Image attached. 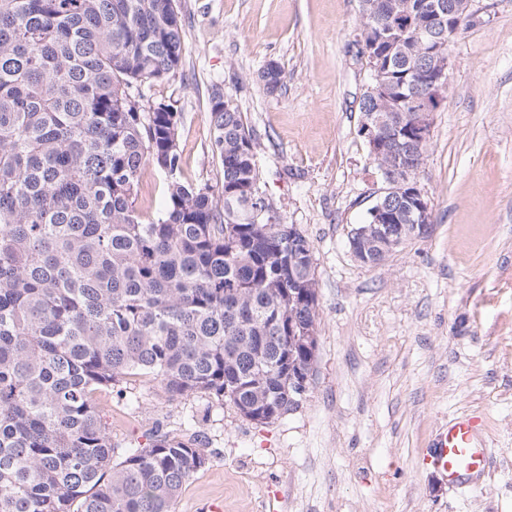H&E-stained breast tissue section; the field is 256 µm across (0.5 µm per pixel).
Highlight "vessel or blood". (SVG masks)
<instances>
[{
  "mask_svg": "<svg viewBox=\"0 0 512 512\" xmlns=\"http://www.w3.org/2000/svg\"><path fill=\"white\" fill-rule=\"evenodd\" d=\"M483 429L484 420L479 416L453 421L423 449V463L439 472L449 485L479 489L491 468V455L481 445Z\"/></svg>",
  "mask_w": 512,
  "mask_h": 512,
  "instance_id": "b4317fda",
  "label": "vessel or blood"
}]
</instances>
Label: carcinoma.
I'll use <instances>...</instances> for the list:
<instances>
[{"label": "carcinoma", "instance_id": "1", "mask_svg": "<svg viewBox=\"0 0 512 512\" xmlns=\"http://www.w3.org/2000/svg\"><path fill=\"white\" fill-rule=\"evenodd\" d=\"M355 46L378 45L390 92L363 95L388 150L410 151L411 33L421 0H374ZM185 35L177 0H0V512H171L203 468L204 449L154 436L118 448L97 394L136 379L171 400L204 394L269 424L288 413V380L312 369L290 340L314 326L310 242L280 217L254 216L262 196L255 136L211 95V186L175 179L179 116L143 111L141 87L174 75ZM426 65H448V38ZM170 172L155 218L133 206L149 162ZM367 224H421L402 200Z\"/></svg>", "mask_w": 512, "mask_h": 512}]
</instances>
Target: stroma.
I'll return each mask as SVG.
<instances>
[{
  "label": "stroma",
  "mask_w": 512,
  "mask_h": 512,
  "mask_svg": "<svg viewBox=\"0 0 512 512\" xmlns=\"http://www.w3.org/2000/svg\"><path fill=\"white\" fill-rule=\"evenodd\" d=\"M475 4L419 176L431 233L368 267L348 245L382 188L358 135L359 0H177L183 62L142 105L178 112L180 177L198 186L223 177L213 87L243 113L260 190L311 243L319 318L313 379L272 423L201 395L168 400L153 382L100 394L118 447L161 432L205 450L172 512L216 499L224 512H512V0ZM272 61L286 79L271 95L258 75ZM166 202L164 172L146 165L135 208L154 217ZM470 413L494 460L477 491L420 454Z\"/></svg>",
  "instance_id": "1"
}]
</instances>
